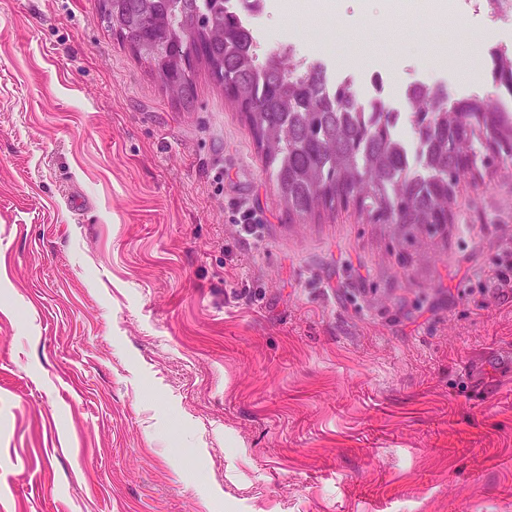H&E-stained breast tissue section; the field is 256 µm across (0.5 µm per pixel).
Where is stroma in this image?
Listing matches in <instances>:
<instances>
[{
    "label": "stroma",
    "instance_id": "obj_1",
    "mask_svg": "<svg viewBox=\"0 0 512 512\" xmlns=\"http://www.w3.org/2000/svg\"><path fill=\"white\" fill-rule=\"evenodd\" d=\"M464 3L269 0L262 48L316 54L341 15L354 69L490 99ZM194 82L172 97L99 0H0V512H512V161L443 237L292 223Z\"/></svg>",
    "mask_w": 512,
    "mask_h": 512
}]
</instances>
